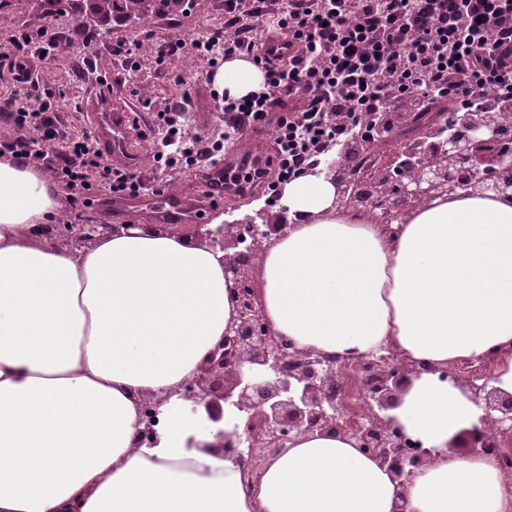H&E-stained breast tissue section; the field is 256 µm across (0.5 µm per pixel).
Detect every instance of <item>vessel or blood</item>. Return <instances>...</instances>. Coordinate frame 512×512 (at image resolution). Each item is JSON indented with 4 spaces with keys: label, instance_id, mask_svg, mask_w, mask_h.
Wrapping results in <instances>:
<instances>
[{
    "label": "vessel or blood",
    "instance_id": "vessel-or-blood-1",
    "mask_svg": "<svg viewBox=\"0 0 512 512\" xmlns=\"http://www.w3.org/2000/svg\"><path fill=\"white\" fill-rule=\"evenodd\" d=\"M87 116L101 153L111 162L134 164L138 149L129 133L130 114L126 108L113 105L111 85L98 88L87 106ZM269 154L270 144L266 137L249 134L246 150H229L209 172L204 188L210 200L217 201L224 195L246 191L247 183L233 182V175L265 164ZM102 206L114 210L135 207L151 220L172 225L197 221L201 210L198 202L182 192L109 196Z\"/></svg>",
    "mask_w": 512,
    "mask_h": 512
}]
</instances>
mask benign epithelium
<instances>
[{"label": "benign epithelium", "mask_w": 512, "mask_h": 512, "mask_svg": "<svg viewBox=\"0 0 512 512\" xmlns=\"http://www.w3.org/2000/svg\"><path fill=\"white\" fill-rule=\"evenodd\" d=\"M418 105L411 97L397 112H372L354 123L351 135L336 148V157L312 165L308 175H325L336 189L334 207L363 215L392 235L394 223L436 199L493 196L512 201V99L495 110L459 109L441 113L405 139L398 132L408 111ZM287 208L276 214L261 208L217 225L196 224L191 238L221 252L224 277L231 283L235 314L222 339L208 352L197 371L177 387L139 399L145 409L137 443L157 442L158 415L174 396L193 414L214 423L234 412L232 430L217 435L221 455L246 465L241 445L254 440L277 453L301 433L342 434L363 453L384 466L399 487L413 483L432 457V450L410 437L388 411L395 409L422 369L404 360L365 353L353 358L368 366V415L357 429L336 420L332 392L342 380L348 359L300 349L275 334L262 314L255 288L256 261L272 238L288 232ZM136 228L134 224H41L39 234L75 254L108 235ZM488 353L469 358L470 370L454 366L439 379L460 387L483 408L487 427L472 429L448 447L470 455H500L512 447V394L490 385ZM497 416H491V412Z\"/></svg>", "instance_id": "7a95c632"}]
</instances>
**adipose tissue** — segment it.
Here are the masks:
<instances>
[{
	"instance_id": "adipose-tissue-1",
	"label": "adipose tissue",
	"mask_w": 512,
	"mask_h": 512,
	"mask_svg": "<svg viewBox=\"0 0 512 512\" xmlns=\"http://www.w3.org/2000/svg\"><path fill=\"white\" fill-rule=\"evenodd\" d=\"M214 84L240 98L263 77L234 58ZM334 197L322 177L285 186L290 228L257 264L263 313L299 347L388 344L422 366L393 411L433 452L412 485L338 435L244 469L176 399L137 445L139 397L190 377L233 314L220 257L140 228L71 255L39 235L61 217L54 184L0 158V512H512L494 459L449 447L483 409L436 374L497 350L491 384L512 394V202L437 199L391 239Z\"/></svg>"
}]
</instances>
